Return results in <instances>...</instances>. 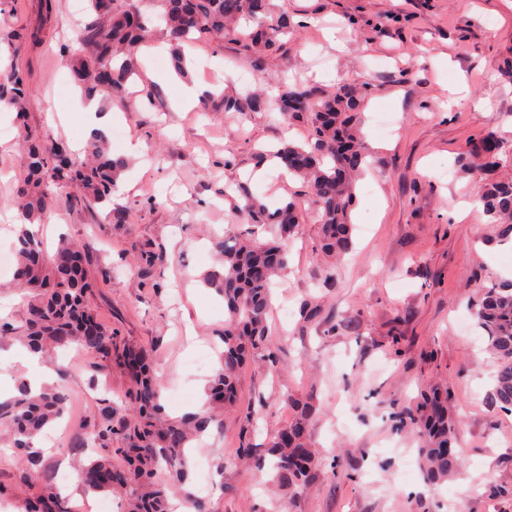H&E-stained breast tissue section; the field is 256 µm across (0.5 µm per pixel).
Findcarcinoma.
Wrapping results in <instances>:
<instances>
[{
	"instance_id": "carcinoma-1",
	"label": "carcinoma",
	"mask_w": 512,
	"mask_h": 512,
	"mask_svg": "<svg viewBox=\"0 0 512 512\" xmlns=\"http://www.w3.org/2000/svg\"><path fill=\"white\" fill-rule=\"evenodd\" d=\"M144 14L134 0H88V18L80 34L65 51L70 55L71 77L87 94L104 93L123 99L129 79L137 71V54L153 34L170 45L175 67L185 70L183 47L220 38L227 24L241 19L254 24L245 35L255 60L286 48L288 20H268L270 0H147ZM367 87L345 88L319 95L300 84L268 100L254 99L255 109H272L293 122L310 125L303 145L284 144L264 156L276 157L291 175L303 178L321 224L320 251L341 257L352 248L350 211L355 175L365 163L357 109ZM28 89L17 66L0 70V103L24 113ZM27 146L26 162L15 196L10 201L21 224L16 231L15 280L28 292L27 318L14 339L35 354L72 345L87 354L97 372L127 370L133 386L124 404L100 400L98 414L86 441L92 445L80 471L86 492L124 495L123 512H170V498L184 490L189 480L185 448L213 429L223 428L224 410L237 404L240 373L251 355L270 345L268 315L272 307L273 278L287 266L285 242L301 219L294 201L275 208L251 194L237 209L246 215L248 229L226 235L217 242L220 269L204 278L224 297V333L220 336V368L210 381L208 400L201 413L176 420L164 416V377L155 368L151 351L126 347L114 332L100 323L89 307L98 283L86 275L89 251L66 240L46 258L35 227L44 223L45 199L52 188L67 186L93 203L110 200L123 162L112 158L101 134L90 140L88 159L81 161L64 146L48 145L27 129L20 130ZM485 168L512 164V149L491 133L484 139ZM487 223L512 232V179L489 181L478 199ZM270 230L272 237L257 238ZM476 326L486 340V350L496 363L492 403L512 411V284L480 288L472 302ZM448 389H436L414 406L392 417L398 432L418 438L422 476L436 483L459 473L464 458L456 448V421L448 408ZM295 416L288 427L270 434L267 454L272 458L274 480L298 495L325 473L311 442L309 426L313 403L295 401ZM68 415L67 399L53 387L34 392L21 381L16 394L0 401V431L22 460L10 485L0 484V498L15 491L32 490L23 498L20 512H75L70 498L44 473L43 450L37 437ZM237 459L264 468L248 428L242 430Z\"/></svg>"
}]
</instances>
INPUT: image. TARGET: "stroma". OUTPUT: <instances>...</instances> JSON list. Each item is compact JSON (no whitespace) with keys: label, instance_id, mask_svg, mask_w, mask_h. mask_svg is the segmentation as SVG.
I'll use <instances>...</instances> for the list:
<instances>
[{"label":"stroma","instance_id":"obj_1","mask_svg":"<svg viewBox=\"0 0 512 512\" xmlns=\"http://www.w3.org/2000/svg\"><path fill=\"white\" fill-rule=\"evenodd\" d=\"M73 0H0V28H40L41 41L14 57L29 83L28 126L47 140L79 152L93 128L77 111V88L58 97L69 74L64 44L76 37ZM273 17L298 22L285 52L254 66L244 41L228 36L188 48V69L174 76L171 52L158 41L138 52V73L120 102L102 99L112 127L109 142L128 165L113 196L125 218L106 219L102 205L69 190L53 194L41 228L46 253L61 238L87 247L92 299L101 322L126 344L152 349L166 381L165 412L175 418L204 398L218 367L224 300L203 277L219 266L215 243L241 231L233 219L240 182L276 206L293 200L303 220L288 241V267L276 278L269 351L255 354L240 378L239 408L209 445L194 449L205 467H192L190 487L209 482L211 512H512V414L492 405L495 372L471 319L478 288L512 282V247H500L477 200L480 178L457 170L459 154L495 131L512 148V0H272ZM368 83L359 106L361 131L374 157L355 189L352 252L341 260L318 249L320 223L301 180L274 174L256 182V152L283 141L304 142L305 125L280 113L178 110L183 87L203 84L246 98L255 89L271 97L303 83L330 91ZM156 87L146 100L145 87ZM394 116L391 137L371 124L378 109ZM139 145L138 155L127 152ZM26 159L17 135L0 134V247H11L19 222L9 206ZM470 206L457 219L460 205ZM157 257L140 262L143 251ZM321 314L303 319V304ZM278 365H271L268 353ZM61 375L51 383L74 400L79 427L64 432L45 457L48 473L66 474V488L81 492L85 456L75 447L83 423L101 398L120 401L129 388L119 369L91 375L90 359L60 349ZM447 387L459 421L462 472L436 485L419 477L417 441L396 432L392 414L421 393ZM312 398L316 452L336 457L337 476H323L302 494L270 486V471L236 460L240 410L261 406L265 446L294 413L289 398Z\"/></svg>","mask_w":512,"mask_h":512}]
</instances>
